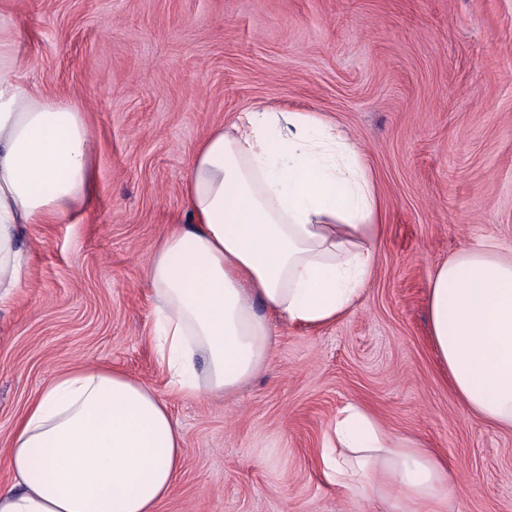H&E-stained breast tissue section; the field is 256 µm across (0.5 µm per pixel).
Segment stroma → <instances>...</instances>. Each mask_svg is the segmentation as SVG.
I'll use <instances>...</instances> for the list:
<instances>
[{"mask_svg": "<svg viewBox=\"0 0 512 512\" xmlns=\"http://www.w3.org/2000/svg\"><path fill=\"white\" fill-rule=\"evenodd\" d=\"M41 94L78 104L94 209L25 224L0 304V449L52 376L101 364L149 384L183 435L159 512H388L320 465L353 402L448 459L446 512H512V430L454 395L426 285L457 250L512 248V0H0ZM263 104L318 113L358 148L384 212L359 303L313 329L272 318L266 367L228 398L170 396L147 261L185 212L207 131Z\"/></svg>", "mask_w": 512, "mask_h": 512, "instance_id": "35a3bbf8", "label": "stroma"}]
</instances>
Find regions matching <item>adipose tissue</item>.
I'll return each mask as SVG.
<instances>
[{
  "label": "adipose tissue",
  "instance_id": "obj_1",
  "mask_svg": "<svg viewBox=\"0 0 512 512\" xmlns=\"http://www.w3.org/2000/svg\"><path fill=\"white\" fill-rule=\"evenodd\" d=\"M18 25L0 12V303L21 287L24 224H57L97 195L77 104L35 93ZM187 216L145 267L149 338L172 395L235 393L270 354L269 315L332 324L371 280L382 209L359 150L312 112L256 107L211 128L181 186ZM429 335L459 400L512 429V250H458L427 284ZM14 483L0 512H158L183 461L179 425L153 389L99 366L49 380L10 432ZM348 498L443 512L447 461L365 407L340 408L321 451Z\"/></svg>",
  "mask_w": 512,
  "mask_h": 512
}]
</instances>
